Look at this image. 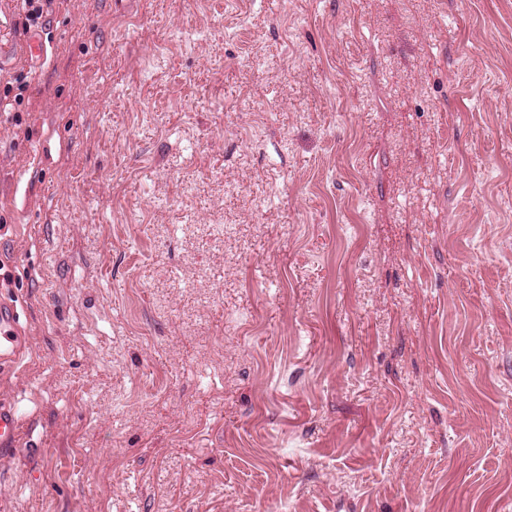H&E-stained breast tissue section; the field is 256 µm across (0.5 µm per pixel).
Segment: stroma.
<instances>
[{"label":"stroma","instance_id":"stroma-1","mask_svg":"<svg viewBox=\"0 0 512 512\" xmlns=\"http://www.w3.org/2000/svg\"><path fill=\"white\" fill-rule=\"evenodd\" d=\"M0 0V512H512V0ZM18 2V10L22 18L23 31L31 29L42 20L52 7L54 0H16ZM27 342L12 304L0 303V363L14 364L26 350ZM18 427V416L12 406L0 403V458L12 457L18 452L11 448Z\"/></svg>","mask_w":512,"mask_h":512}]
</instances>
